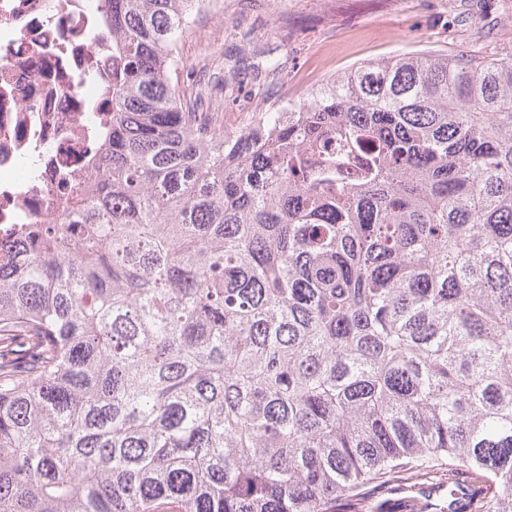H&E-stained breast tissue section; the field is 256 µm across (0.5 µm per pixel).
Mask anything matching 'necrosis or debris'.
<instances>
[{
	"label": "necrosis or debris",
	"mask_w": 512,
	"mask_h": 512,
	"mask_svg": "<svg viewBox=\"0 0 512 512\" xmlns=\"http://www.w3.org/2000/svg\"><path fill=\"white\" fill-rule=\"evenodd\" d=\"M108 0H0V224L56 219L108 106Z\"/></svg>",
	"instance_id": "1"
}]
</instances>
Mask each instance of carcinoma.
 <instances>
[{"label": "carcinoma", "mask_w": 512, "mask_h": 512, "mask_svg": "<svg viewBox=\"0 0 512 512\" xmlns=\"http://www.w3.org/2000/svg\"><path fill=\"white\" fill-rule=\"evenodd\" d=\"M90 182L0 238V512H512V52L224 132L192 0H110Z\"/></svg>", "instance_id": "carcinoma-1"}]
</instances>
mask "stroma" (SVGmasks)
<instances>
[{
	"label": "stroma",
	"instance_id": "1",
	"mask_svg": "<svg viewBox=\"0 0 512 512\" xmlns=\"http://www.w3.org/2000/svg\"><path fill=\"white\" fill-rule=\"evenodd\" d=\"M512 50V0H211L178 44L181 86L206 84L224 129L301 102L328 77L406 52Z\"/></svg>",
	"mask_w": 512,
	"mask_h": 512
}]
</instances>
